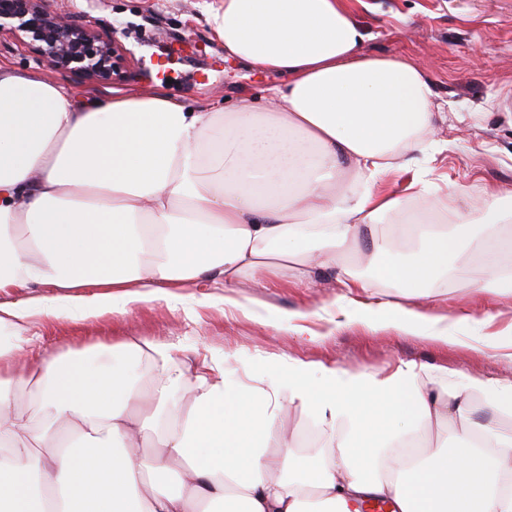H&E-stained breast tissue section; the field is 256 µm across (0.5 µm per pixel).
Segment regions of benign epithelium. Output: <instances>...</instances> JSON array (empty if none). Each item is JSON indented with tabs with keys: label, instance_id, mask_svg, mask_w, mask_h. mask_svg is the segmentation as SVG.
Wrapping results in <instances>:
<instances>
[{
	"label": "benign epithelium",
	"instance_id": "7a95c632",
	"mask_svg": "<svg viewBox=\"0 0 512 512\" xmlns=\"http://www.w3.org/2000/svg\"><path fill=\"white\" fill-rule=\"evenodd\" d=\"M4 32L27 41L53 72L105 83L119 69L116 35L100 36L50 11L48 0H0V34Z\"/></svg>",
	"mask_w": 512,
	"mask_h": 512
}]
</instances>
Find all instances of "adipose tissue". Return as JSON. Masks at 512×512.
<instances>
[{
  "mask_svg": "<svg viewBox=\"0 0 512 512\" xmlns=\"http://www.w3.org/2000/svg\"><path fill=\"white\" fill-rule=\"evenodd\" d=\"M364 0H223L212 9L224 57L282 77L263 97L192 110L156 92L77 101L36 73L0 68V512H512V435L472 418L447 369L350 373L279 358L286 382L245 385L221 365L186 413L170 399L187 373L163 342L127 340L33 363L34 318L133 312L174 289L283 270L312 284L368 245L371 276L345 274V304L372 327L447 341L440 317L413 306L463 248L469 285L512 293L500 193L449 182L469 215L448 229L432 204L379 189L412 172L427 192L439 117L427 71L367 51ZM427 228L393 259L384 221ZM410 304L371 301L376 282ZM50 293L31 294L34 286ZM154 370L142 390L137 367ZM323 436L315 459L289 452L288 410ZM456 423L459 447L417 445ZM154 453H146L147 445Z\"/></svg>",
  "mask_w": 512,
  "mask_h": 512,
  "instance_id": "1",
  "label": "adipose tissue"
}]
</instances>
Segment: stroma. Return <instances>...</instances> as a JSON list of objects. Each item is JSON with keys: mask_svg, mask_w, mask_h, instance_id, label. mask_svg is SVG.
Masks as SVG:
<instances>
[{"mask_svg": "<svg viewBox=\"0 0 512 512\" xmlns=\"http://www.w3.org/2000/svg\"><path fill=\"white\" fill-rule=\"evenodd\" d=\"M359 21L373 33L370 52L402 56L426 67L436 100L448 114L436 136L430 162L431 186L423 199L435 204L444 224H457L466 209L448 199L445 181L512 189V0H366ZM207 0H49L52 10L83 21L98 33H116L124 56L120 79L100 84L60 73L65 91L89 98L163 92L188 105L212 110L225 100L276 85L273 75L256 74L225 60L212 29ZM340 272H318V287L284 273L256 284L242 280L231 291L181 288L176 296L142 303L133 313H109L70 320H37L44 355L112 345L134 338L176 346L189 370V384L173 395L186 409L205 363L220 360L227 377L244 383L279 377L268 355L297 357L351 372L374 369L389 375L405 363L456 371V387L469 377L512 379V358L479 343L468 314L489 311L492 331H512V296L489 288L465 287L443 277L415 304L443 317L448 339L432 342L388 327L373 330L347 320L337 301L344 290ZM232 294L239 308L225 306ZM323 309L309 322L319 333L312 343L297 332L275 329L281 311Z\"/></svg>", "mask_w": 512, "mask_h": 512, "instance_id": "1", "label": "stroma"}]
</instances>
